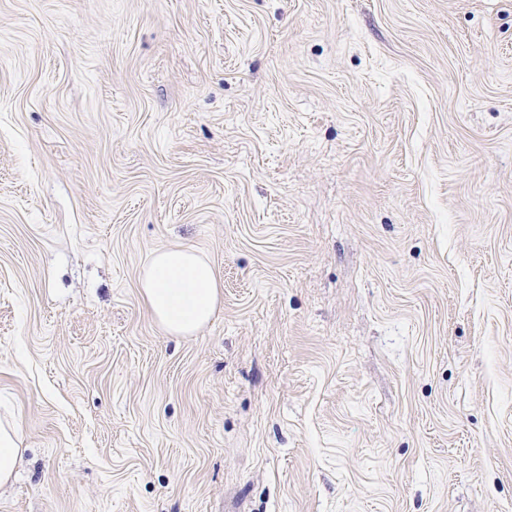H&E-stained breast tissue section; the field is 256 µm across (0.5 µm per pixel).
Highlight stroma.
Wrapping results in <instances>:
<instances>
[{
  "label": "stroma",
  "mask_w": 512,
  "mask_h": 512,
  "mask_svg": "<svg viewBox=\"0 0 512 512\" xmlns=\"http://www.w3.org/2000/svg\"><path fill=\"white\" fill-rule=\"evenodd\" d=\"M0 422V512H512V0H0ZM140 288L153 319L171 334H192L216 312L218 279L213 267L193 250L154 252ZM18 436L12 426L0 427V486L8 484L14 476L20 455Z\"/></svg>",
  "instance_id": "stroma-1"
}]
</instances>
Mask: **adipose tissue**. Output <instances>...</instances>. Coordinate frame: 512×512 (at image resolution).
Segmentation results:
<instances>
[{"label": "adipose tissue", "mask_w": 512, "mask_h": 512, "mask_svg": "<svg viewBox=\"0 0 512 512\" xmlns=\"http://www.w3.org/2000/svg\"><path fill=\"white\" fill-rule=\"evenodd\" d=\"M140 288L153 319L171 334H192L216 312L219 282L215 271L192 250L154 252Z\"/></svg>", "instance_id": "adipose-tissue-1"}]
</instances>
